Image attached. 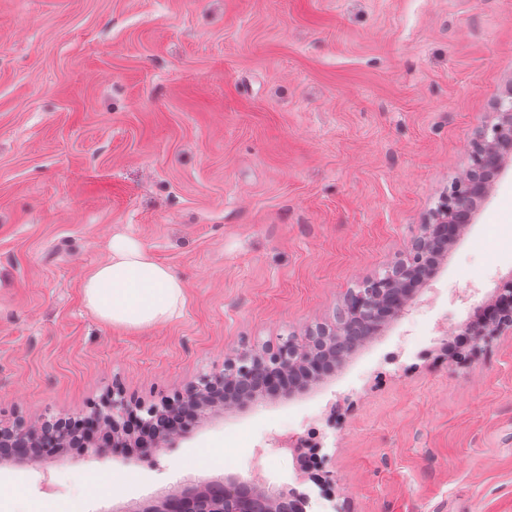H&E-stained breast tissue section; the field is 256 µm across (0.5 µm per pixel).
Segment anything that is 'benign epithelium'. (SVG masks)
<instances>
[{
  "label": "benign epithelium",
  "instance_id": "1",
  "mask_svg": "<svg viewBox=\"0 0 512 512\" xmlns=\"http://www.w3.org/2000/svg\"><path fill=\"white\" fill-rule=\"evenodd\" d=\"M495 116L496 122L484 130L471 152L466 177L448 189L429 222L422 225L408 260L385 276L363 283L350 297L347 331L410 307L416 288L428 273L433 248L456 235L460 224L470 218L485 198L492 180L503 171L505 157L512 153V95L497 103ZM505 288L507 293L496 304L497 313L473 330L475 345L488 342L506 327L512 328V282H507ZM355 348L353 343L327 351L316 342L302 349L287 344L266 357L244 351L239 359L250 365L238 369L230 362L202 377L200 384L190 386L185 395L164 399L159 408L151 407L145 417L134 411L123 390L116 387L104 405L87 416L64 422L20 421L1 429L0 459L33 455L50 461L73 449L87 452L106 440L112 443V451L127 458L153 454L183 437L186 424L196 419L191 414L175 423H158L154 415L160 410L176 412L190 402L203 411L228 399L247 405L263 395L276 396L286 387L288 377L299 371L319 374L328 369L331 354L348 355ZM286 496L287 489L282 486L228 475L219 480L190 479L175 494L160 491L152 500H130L117 505L113 512H287Z\"/></svg>",
  "mask_w": 512,
  "mask_h": 512
}]
</instances>
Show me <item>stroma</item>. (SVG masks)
<instances>
[{"label": "stroma", "mask_w": 512, "mask_h": 512, "mask_svg": "<svg viewBox=\"0 0 512 512\" xmlns=\"http://www.w3.org/2000/svg\"><path fill=\"white\" fill-rule=\"evenodd\" d=\"M511 93L512 0H0V423L89 414L116 384L157 403L337 326ZM118 234L184 283L178 318L88 311ZM511 277L512 165L331 373L209 408L151 456L0 462V503L110 512L228 473L295 488L288 431L322 437L330 512H512V330L456 341Z\"/></svg>", "instance_id": "obj_1"}]
</instances>
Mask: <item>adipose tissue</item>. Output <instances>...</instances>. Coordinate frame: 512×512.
<instances>
[{"instance_id":"obj_1","label":"adipose tissue","mask_w":512,"mask_h":512,"mask_svg":"<svg viewBox=\"0 0 512 512\" xmlns=\"http://www.w3.org/2000/svg\"><path fill=\"white\" fill-rule=\"evenodd\" d=\"M86 307L106 325L142 331L178 315L186 287L135 238L113 237L108 257L82 284Z\"/></svg>"}]
</instances>
